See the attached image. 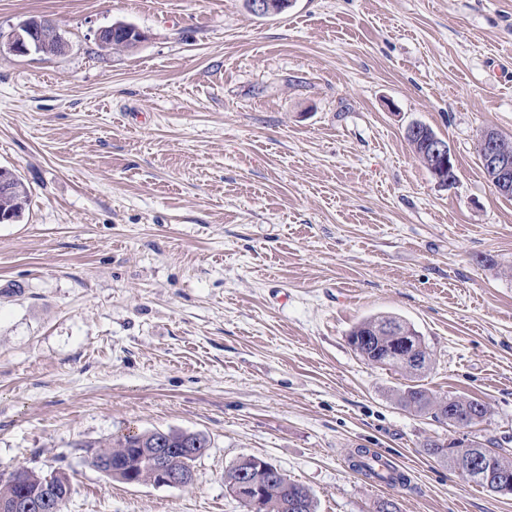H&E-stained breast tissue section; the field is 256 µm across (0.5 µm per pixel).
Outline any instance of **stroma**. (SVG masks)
<instances>
[{"mask_svg": "<svg viewBox=\"0 0 512 512\" xmlns=\"http://www.w3.org/2000/svg\"><path fill=\"white\" fill-rule=\"evenodd\" d=\"M32 15L69 49L0 58V167L30 189L0 224V473L65 472L64 512H245L224 472L256 456L317 512H512L422 449L512 448V201L475 150L512 136V0H0V35ZM117 21L144 40L101 50ZM414 123L447 140L453 187ZM374 315L488 420L402 407L407 378L348 342ZM130 428L205 435L192 484L98 471L85 444ZM359 446L410 485L351 470ZM407 140L415 153V155L420 159V161L428 168L430 171L432 158L434 159L435 168L432 169L435 179L438 184L447 187L453 183L454 176H456V165L455 159L451 152L450 147L448 146V142L439 136L432 134V136L425 140L424 146L427 148L428 152L424 151L422 144H415L407 137ZM431 172V171H430Z\"/></svg>", "mask_w": 512, "mask_h": 512, "instance_id": "1", "label": "stroma"}]
</instances>
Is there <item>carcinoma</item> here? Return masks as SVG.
Segmentation results:
<instances>
[{
    "label": "carcinoma",
    "mask_w": 512,
    "mask_h": 512,
    "mask_svg": "<svg viewBox=\"0 0 512 512\" xmlns=\"http://www.w3.org/2000/svg\"><path fill=\"white\" fill-rule=\"evenodd\" d=\"M0 177L11 181L13 190L0 192V224H10L21 218L29 201V188L23 179L10 169L0 172ZM385 327H393L399 333L407 336L411 347L423 358V366L413 368L400 357L395 347V337L379 334ZM349 343L356 353L364 360L381 366H388L411 381V384L399 394V403L418 413L427 414L434 419L457 428H468L486 421L488 405L475 397L445 396L437 397L419 384V378L431 364V350L413 325L405 320L392 316L380 315L368 318L349 332ZM157 431L136 432L123 434L111 442L98 446L87 445L90 456L103 455L112 458V467L116 469H133L136 474L148 478V470L143 467L145 452L155 447ZM175 444L181 445L191 440L192 447L208 448L209 441L206 436L195 432L170 433ZM466 444L470 449L482 456L485 469L489 472L491 480H496L506 473L512 476V459L508 457V450L491 439L486 442L477 440H428L423 443L424 452L438 460L455 466L458 452L455 447ZM375 452L369 448H357L355 454L349 455L353 459L350 466L353 471L367 478L385 482L389 485L407 486L409 477L394 463L386 464V472L376 470L371 463ZM251 475V478L263 490L265 512H289L288 505L298 503L296 512H316L315 504L310 491L304 485L296 483L286 476L273 479L267 470L261 468L255 456H244L234 462L224 473V487L232 492L240 480L241 473ZM22 487L14 478V473L0 474V500H13L21 496Z\"/></svg>",
    "instance_id": "1"
}]
</instances>
